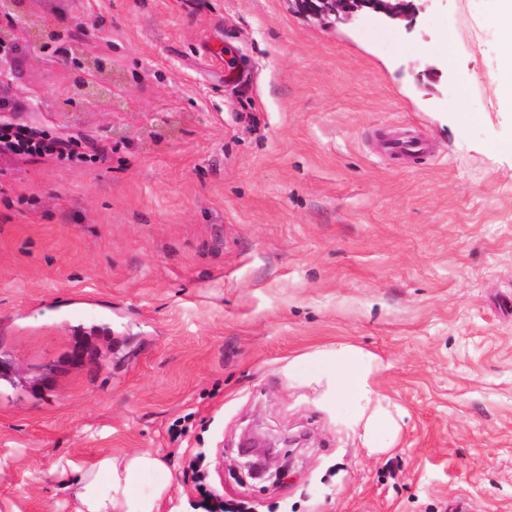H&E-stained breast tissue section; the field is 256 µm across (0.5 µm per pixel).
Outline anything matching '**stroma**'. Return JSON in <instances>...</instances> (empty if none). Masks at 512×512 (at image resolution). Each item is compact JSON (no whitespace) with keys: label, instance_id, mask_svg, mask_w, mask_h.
<instances>
[{"label":"stroma","instance_id":"stroma-1","mask_svg":"<svg viewBox=\"0 0 512 512\" xmlns=\"http://www.w3.org/2000/svg\"><path fill=\"white\" fill-rule=\"evenodd\" d=\"M22 3L0 98L73 151L0 153V501L74 512L81 469L148 450L159 512H195L198 453L252 512H512L495 0L394 25L291 0ZM80 75L105 93L73 97ZM404 131L430 155L384 158ZM341 343L373 358L385 434L288 378ZM250 427L304 438L277 483L237 467Z\"/></svg>","mask_w":512,"mask_h":512}]
</instances>
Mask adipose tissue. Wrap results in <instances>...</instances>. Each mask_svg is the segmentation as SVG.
Wrapping results in <instances>:
<instances>
[{
  "label": "adipose tissue",
  "mask_w": 512,
  "mask_h": 512,
  "mask_svg": "<svg viewBox=\"0 0 512 512\" xmlns=\"http://www.w3.org/2000/svg\"><path fill=\"white\" fill-rule=\"evenodd\" d=\"M495 21L502 40L494 91L500 102L512 104V0H496ZM308 372L325 380L328 403H346L353 416L363 417L375 399L372 360L354 346L342 344L288 365L289 376ZM168 487L165 466L152 453L120 460L104 455L73 484L75 512H157Z\"/></svg>",
  "instance_id": "adipose-tissue-1"
}]
</instances>
